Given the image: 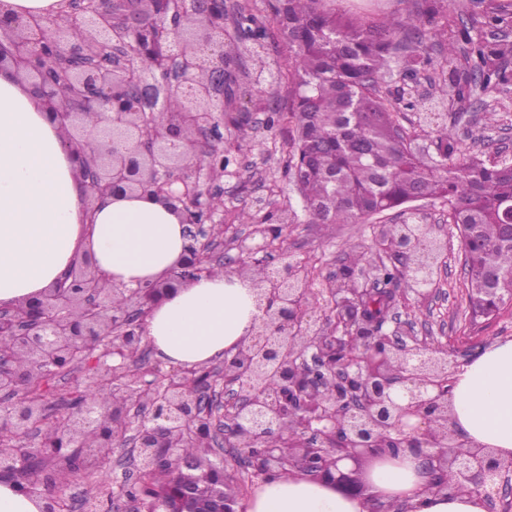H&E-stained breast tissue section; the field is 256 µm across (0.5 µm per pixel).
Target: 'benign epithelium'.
<instances>
[{"label":"benign epithelium","instance_id":"benign-epithelium-1","mask_svg":"<svg viewBox=\"0 0 512 512\" xmlns=\"http://www.w3.org/2000/svg\"><path fill=\"white\" fill-rule=\"evenodd\" d=\"M133 0H65L38 17L0 15V69L10 66L58 123L79 176L89 186L87 210L109 197L150 193L180 219L185 244L171 271L145 287L126 289L83 253L40 296L0 308V393L13 398L0 416V475H11L49 448L59 461L66 448H86L85 439L114 448L131 444L136 477L112 491V501H135L142 512H242L238 497L214 483H182L177 495L149 505L131 488L165 462L189 473L193 457L179 453L184 437L215 449L216 467L234 463L265 482L280 469L283 441L294 437L288 459L306 462L303 476L341 495L364 498L373 467L411 449L422 460L429 491L449 495L458 482L503 488L512 494V459L474 447L459 434L448 401V380L459 364L442 349L408 342L399 328L374 332L356 314L346 288H311L291 294L292 271L285 252L266 245L244 247L229 259L226 274L242 280L256 268L275 276L250 282L260 315L231 350L224 367L211 363L164 372L146 366L126 379L129 343L143 342L144 325L167 293L213 273L207 266L217 244L222 210L211 201L223 191L210 185L224 171V102L233 80L224 67V0H184L164 5L162 23H134ZM79 28L73 39L67 30ZM157 40L167 43L159 75H145L141 55ZM212 148L206 169L189 158ZM426 243L403 248L416 269ZM127 295L123 309L112 298ZM288 305H281L282 296ZM320 323V336H304ZM99 351L96 383L112 385L107 405L82 395L73 405L54 400L31 403L21 394L30 371L47 377ZM330 388L328 405L315 407L317 392ZM150 405L140 416L133 402ZM48 413L64 423L54 441L33 432ZM39 512H65L64 490L23 487Z\"/></svg>","mask_w":512,"mask_h":512}]
</instances>
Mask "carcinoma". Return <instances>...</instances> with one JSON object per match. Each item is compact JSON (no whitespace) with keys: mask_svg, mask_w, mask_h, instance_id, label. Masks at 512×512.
Here are the masks:
<instances>
[{"mask_svg":"<svg viewBox=\"0 0 512 512\" xmlns=\"http://www.w3.org/2000/svg\"><path fill=\"white\" fill-rule=\"evenodd\" d=\"M484 26L496 30L512 13L498 0H484ZM271 18L291 49L294 96L287 113H270L267 126L279 122L294 126L295 148L287 172L301 193L308 223L365 224L386 211L416 199L439 202L448 210V223L464 241L468 295L472 309L480 305L482 288L512 289V236L504 225L512 224V166L462 151L458 135L448 128L437 130L438 153L429 159L414 154L413 141L397 123L394 107L379 89V80L391 74L399 37L419 45L429 35L448 44V66L464 59L468 69L454 72L450 85L442 86L449 105L458 107L483 91L512 86V70L499 60L512 56V42L474 39L453 17L433 32L396 18L363 21L336 14L334 0H269ZM243 40L267 37V29L243 13L234 18ZM383 231L388 250L398 253L412 237L422 236V222ZM347 272L365 266L377 271L376 282L391 286L367 295L363 314L380 329L400 288H417L431 277L432 267L417 273L390 267L384 261L362 263L349 253ZM99 448L95 460L68 462L58 471L75 475L94 463L101 468L112 454ZM180 480L174 468L155 472L133 488L143 501Z\"/></svg>","mask_w":512,"mask_h":512,"instance_id":"obj_1","label":"carcinoma"}]
</instances>
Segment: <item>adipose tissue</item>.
Wrapping results in <instances>:
<instances>
[{"label": "adipose tissue", "instance_id": "ef3b65f1", "mask_svg": "<svg viewBox=\"0 0 512 512\" xmlns=\"http://www.w3.org/2000/svg\"><path fill=\"white\" fill-rule=\"evenodd\" d=\"M183 246L177 215L146 196L105 199L85 217L76 164L58 126L14 75L0 71V306L44 292L83 252L115 283L134 288L172 268ZM258 314L248 284L218 272L170 295L148 318L145 338L164 362L190 368L223 357ZM449 398L466 441L512 457L511 340L462 364ZM426 483L418 459L405 451L375 466L369 499L406 501L412 512H485L473 486L440 496ZM368 501L280 475L248 512H368Z\"/></svg>", "mask_w": 512, "mask_h": 512}]
</instances>
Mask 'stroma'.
Listing matches in <instances>:
<instances>
[{
    "label": "stroma",
    "mask_w": 512,
    "mask_h": 512,
    "mask_svg": "<svg viewBox=\"0 0 512 512\" xmlns=\"http://www.w3.org/2000/svg\"><path fill=\"white\" fill-rule=\"evenodd\" d=\"M435 4L437 12L431 17V28H440L447 15L458 14L472 37L488 36L489 31L483 25L482 0H436ZM427 6V0H336L337 13L366 20L388 16L405 23L422 16ZM425 54L429 63L416 75L396 70L382 80L381 91L387 98L434 97L435 83L448 69L446 47L433 39L427 42ZM240 63L251 71L261 64H271L276 80L270 86L242 84L231 110L251 112L252 120L244 127L231 123L224 126V151L233 162L219 180L224 199L223 252L234 257L240 247L259 241L253 226L238 221L241 209L253 211L260 222L271 212L287 215L288 224L282 233L283 250L311 272L316 287H325L327 278L340 273L347 264V248H354L367 258L378 256L376 238L382 225L403 223L407 214L397 208L386 212L382 220L338 224L329 231L308 223L300 195L285 174L292 150L291 128L285 123L272 128L267 125L271 110L287 111L291 99L288 48L267 38L242 56ZM481 98L495 106L494 116L468 108L457 113H440L436 124L429 125L420 122L416 112L403 109L399 121L413 135L415 145L425 149H433L436 128L447 126L456 129L464 151H479L486 157L512 162V92L488 91ZM416 207L432 224L434 234L443 240L444 250L428 293L421 295L409 288L400 291L404 335L420 341H437L449 357L461 363L495 343L512 340L511 303L504 304L487 326L470 328L464 255L458 234L439 206L420 201ZM130 455V449H115L104 469L94 468L68 478L65 485L70 501L78 505L88 499L95 504L97 512H113L112 482L131 468Z\"/></svg>",
    "instance_id": "1"
}]
</instances>
